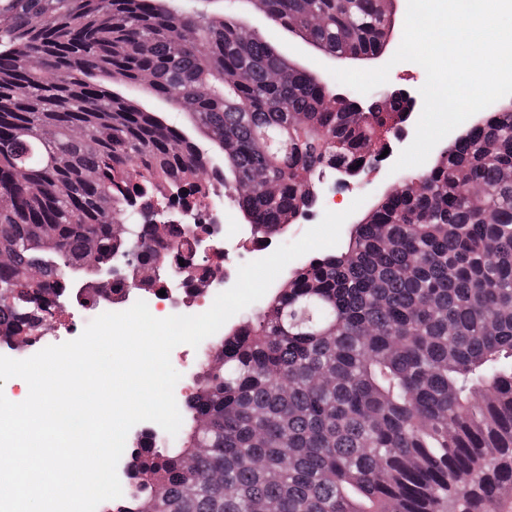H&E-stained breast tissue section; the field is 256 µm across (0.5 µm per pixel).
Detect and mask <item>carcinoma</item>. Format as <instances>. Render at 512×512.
Returning <instances> with one entry per match:
<instances>
[{"mask_svg":"<svg viewBox=\"0 0 512 512\" xmlns=\"http://www.w3.org/2000/svg\"><path fill=\"white\" fill-rule=\"evenodd\" d=\"M222 0H0V342L42 337L53 300L132 258L197 278L178 208L232 201L260 238L313 209L320 176L373 168L396 99L356 111ZM267 26L367 59L384 0H248ZM320 13L314 23L310 12ZM184 113L224 165L142 107ZM401 188L309 256L203 354L174 436L136 437L102 512H501L512 500V110L484 109ZM184 265H179V262Z\"/></svg>","mask_w":512,"mask_h":512,"instance_id":"obj_1","label":"carcinoma"}]
</instances>
